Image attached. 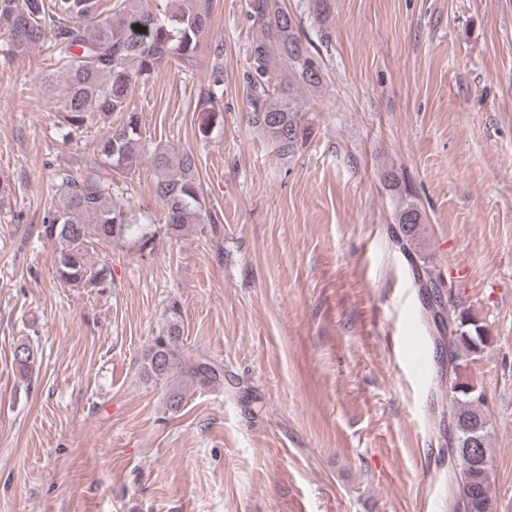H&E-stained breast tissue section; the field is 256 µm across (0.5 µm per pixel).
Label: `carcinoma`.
Instances as JSON below:
<instances>
[{
	"label": "carcinoma",
	"instance_id": "1",
	"mask_svg": "<svg viewBox=\"0 0 512 512\" xmlns=\"http://www.w3.org/2000/svg\"><path fill=\"white\" fill-rule=\"evenodd\" d=\"M102 0H0V32L6 34L0 58L13 59L35 47L47 46L53 60L45 78L54 95L62 142H72L84 128L114 113L122 125L105 133L97 155L83 168H60L55 174L57 204L46 217L40 236L54 247L58 279L73 288L100 287L107 281L105 265L87 261L95 242L119 243L139 254L151 251L158 228L143 224L131 209L117 203L120 178L146 161L156 173L155 193L165 207L169 235H181L192 224H214L200 194L198 164L186 150L155 144L142 130L138 112L130 110L132 85L175 64L187 71L208 53L211 71L199 94L200 133L224 123V43L213 39L214 0H155L146 10L117 6L103 12ZM248 17L258 37L246 49L242 75L249 127L282 157L304 148L315 131V118L303 110L299 92L318 90L325 83L319 52L304 33L301 21L285 0H249ZM381 180L395 203L392 243L408 258L417 252L424 216L407 192L403 172L386 169ZM414 278L432 301L431 312L448 335L438 343L448 349V454L477 441L479 461L491 463L490 419L482 390L464 376L463 362L481 355L488 336L461 305L443 300L441 273L434 266L414 264ZM184 324L180 306L167 308L160 333L143 350L140 377L167 388L166 408L181 411L190 390L224 389V368L183 350ZM13 362L20 377L32 383L35 363L30 344L19 343ZM451 506L457 512H494L492 479L479 465L459 467Z\"/></svg>",
	"mask_w": 512,
	"mask_h": 512
}]
</instances>
